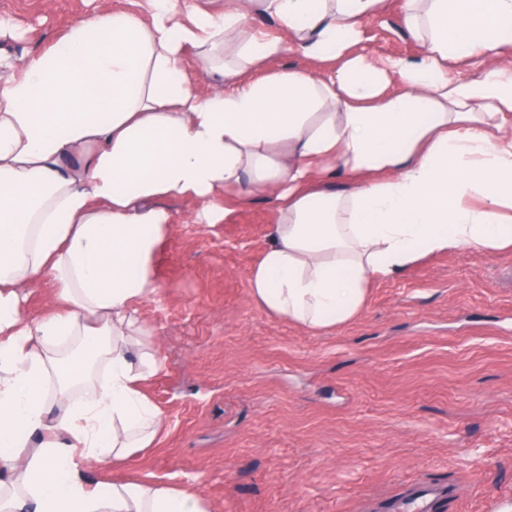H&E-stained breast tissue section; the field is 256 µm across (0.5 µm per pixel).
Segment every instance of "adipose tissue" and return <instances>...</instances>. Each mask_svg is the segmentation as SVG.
<instances>
[{
	"mask_svg": "<svg viewBox=\"0 0 512 512\" xmlns=\"http://www.w3.org/2000/svg\"><path fill=\"white\" fill-rule=\"evenodd\" d=\"M385 2L225 0L188 24L177 0L146 17L107 5L55 46L0 54V512H209L192 488L87 477L162 431L142 386L163 360L140 306L159 291L164 200L217 224L229 191L269 198L251 296L315 332L358 315L370 279L512 247V0H405L419 51L377 59L356 47ZM257 15L281 36L253 30ZM188 45L204 87L176 77ZM289 46L307 66L253 78ZM475 56L481 77L448 79V61ZM342 174L351 187L328 189ZM44 276L50 308L27 318ZM85 385L89 401L68 406Z\"/></svg>",
	"mask_w": 512,
	"mask_h": 512,
	"instance_id": "ef3b65f1",
	"label": "adipose tissue"
}]
</instances>
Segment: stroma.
<instances>
[{
    "label": "stroma",
    "mask_w": 512,
    "mask_h": 512,
    "mask_svg": "<svg viewBox=\"0 0 512 512\" xmlns=\"http://www.w3.org/2000/svg\"><path fill=\"white\" fill-rule=\"evenodd\" d=\"M103 2L0 0V50L45 49ZM403 3L367 23V54L418 52ZM228 199L219 224L168 204L159 293L142 307L164 361L145 394L164 427L90 478L194 487L209 512H406L424 486L435 512L512 506V249L421 258L314 333L252 299L274 213L259 196Z\"/></svg>",
    "instance_id": "stroma-1"
}]
</instances>
